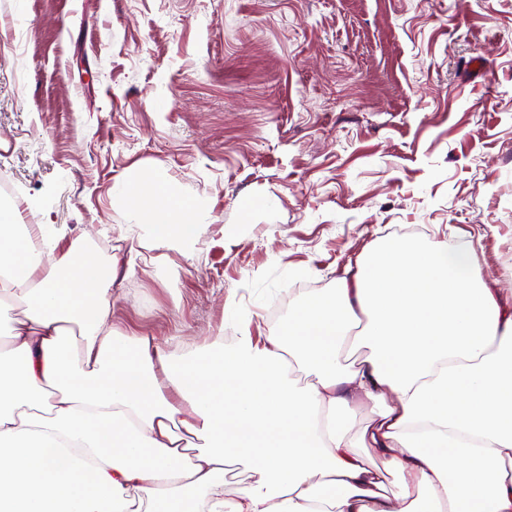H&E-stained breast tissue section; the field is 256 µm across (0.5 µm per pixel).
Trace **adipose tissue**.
Segmentation results:
<instances>
[{
	"mask_svg": "<svg viewBox=\"0 0 512 512\" xmlns=\"http://www.w3.org/2000/svg\"><path fill=\"white\" fill-rule=\"evenodd\" d=\"M113 195L148 252L202 224L158 169ZM117 265L0 209V512H512V305L471 249L381 239L260 334L226 298L232 343L180 360L113 316Z\"/></svg>",
	"mask_w": 512,
	"mask_h": 512,
	"instance_id": "adipose-tissue-1",
	"label": "adipose tissue"
}]
</instances>
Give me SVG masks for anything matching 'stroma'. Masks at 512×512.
<instances>
[{
  "instance_id": "stroma-1",
  "label": "stroma",
  "mask_w": 512,
  "mask_h": 512,
  "mask_svg": "<svg viewBox=\"0 0 512 512\" xmlns=\"http://www.w3.org/2000/svg\"><path fill=\"white\" fill-rule=\"evenodd\" d=\"M0 163L59 248L111 242L114 316L176 358L395 228L512 303V0H0ZM141 166L207 212L158 267L112 195Z\"/></svg>"
}]
</instances>
